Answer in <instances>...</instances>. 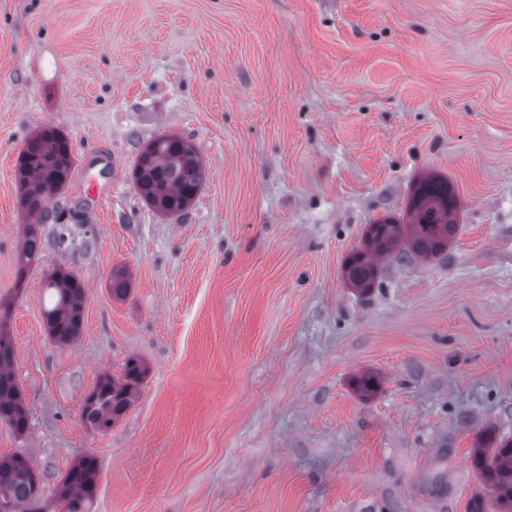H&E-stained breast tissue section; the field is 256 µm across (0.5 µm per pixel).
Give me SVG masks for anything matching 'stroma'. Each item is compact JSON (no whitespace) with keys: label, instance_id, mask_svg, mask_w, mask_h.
Masks as SVG:
<instances>
[{"label":"stroma","instance_id":"stroma-1","mask_svg":"<svg viewBox=\"0 0 512 512\" xmlns=\"http://www.w3.org/2000/svg\"><path fill=\"white\" fill-rule=\"evenodd\" d=\"M43 126L70 140L76 219L45 224L20 283L15 167ZM166 133L207 170L178 217L133 185ZM428 172L456 239L355 294L346 256ZM57 267L87 288L65 346L43 318ZM0 302L29 414L0 422V455L31 458L48 512L85 455L93 512H468L491 497L479 434L512 436V0H0ZM131 357L138 397L86 428ZM148 372L137 358H128L119 378L101 375L85 397L81 417L85 426L95 432H106L123 416Z\"/></svg>","mask_w":512,"mask_h":512}]
</instances>
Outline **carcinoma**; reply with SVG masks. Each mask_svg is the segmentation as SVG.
<instances>
[{
	"instance_id": "1",
	"label": "carcinoma",
	"mask_w": 512,
	"mask_h": 512,
	"mask_svg": "<svg viewBox=\"0 0 512 512\" xmlns=\"http://www.w3.org/2000/svg\"><path fill=\"white\" fill-rule=\"evenodd\" d=\"M73 154L65 135L44 127L26 140L17 159L20 205L35 223L24 225L17 258V284L39 261L44 248L43 224L58 222L55 199L64 188ZM140 197L157 211L179 216L195 200L206 179V169L195 145L174 133L161 134L138 154L133 170ZM459 229L457 198L448 178L420 177L414 185L406 218H379L366 225L361 244L343 265L347 285L361 294L378 283L382 266L392 259L434 258L446 251ZM129 280L124 267L112 271V295L126 294ZM42 288L50 304L43 316L48 335L61 345L80 335L86 287L70 270L58 268L44 277ZM8 307L0 314V420L17 434L27 431L28 415L13 372L14 346L6 330ZM148 372L137 358H129L119 377L101 375L85 397L81 417L95 432H106L123 416ZM480 444L473 462L483 482L493 491L500 512H512V437ZM99 463L86 455L66 471L58 493L62 512H90L98 492ZM39 473L22 453L0 456V512H45Z\"/></svg>"
}]
</instances>
